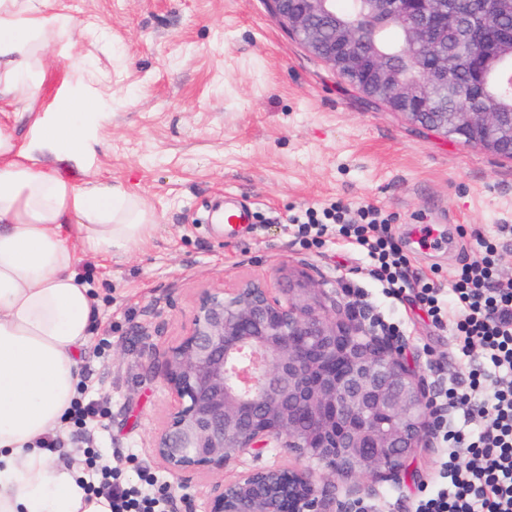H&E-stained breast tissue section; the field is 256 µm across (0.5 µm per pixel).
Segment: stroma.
Segmentation results:
<instances>
[{"instance_id": "stroma-1", "label": "stroma", "mask_w": 512, "mask_h": 512, "mask_svg": "<svg viewBox=\"0 0 512 512\" xmlns=\"http://www.w3.org/2000/svg\"><path fill=\"white\" fill-rule=\"evenodd\" d=\"M62 14L105 29L72 49L84 77L105 95L109 118L89 166L143 198L157 226L119 257L78 248V275L97 315L81 359L90 395L108 410L86 429L58 430L55 454L87 471L89 450L117 482L168 487L179 512H202L218 478L169 474L153 458L156 436L176 403L162 380L200 296L254 280L281 293L293 272L335 290L358 321H402L404 358L430 391L457 380L448 328L414 300L393 303L360 252L327 241L306 245L293 214L334 200L381 207L412 268L441 284L478 254L474 232L512 225V158L428 130L390 111L335 74L272 16L265 0H55ZM46 72L39 109L68 86L62 62ZM231 197L251 210L238 229L205 221L211 203ZM431 225L442 245L420 250L412 236ZM446 450L434 438L417 448L399 482L332 477L339 495L410 512L436 487Z\"/></svg>"}]
</instances>
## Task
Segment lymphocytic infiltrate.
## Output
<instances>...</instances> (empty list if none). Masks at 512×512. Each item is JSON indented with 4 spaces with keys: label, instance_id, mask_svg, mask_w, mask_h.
I'll return each mask as SVG.
<instances>
[{
    "label": "lymphocytic infiltrate",
    "instance_id": "f902f5d3",
    "mask_svg": "<svg viewBox=\"0 0 512 512\" xmlns=\"http://www.w3.org/2000/svg\"><path fill=\"white\" fill-rule=\"evenodd\" d=\"M388 221L376 207L353 211L338 200L322 211H306L299 223L315 239L332 229L367 252L389 297L416 289L432 322L452 327L456 336L461 377L440 388L434 405L437 412H460L479 425L470 429L440 421L448 448L446 483L415 500L412 512H512V277L498 269V250L512 239V225H499L496 237H478V258L440 287L426 277L408 280L410 260L387 232ZM89 489L105 496L112 512H166L163 497L114 483L107 467Z\"/></svg>",
    "mask_w": 512,
    "mask_h": 512
}]
</instances>
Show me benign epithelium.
<instances>
[{
    "label": "benign epithelium",
    "mask_w": 512,
    "mask_h": 512,
    "mask_svg": "<svg viewBox=\"0 0 512 512\" xmlns=\"http://www.w3.org/2000/svg\"><path fill=\"white\" fill-rule=\"evenodd\" d=\"M289 35L341 77L364 74L369 98L388 87L387 107L425 128L512 158V113L483 90L456 112H430L448 87V46L417 58L407 78L384 62L376 44L360 45L359 29L336 24L330 0H266ZM372 28L403 23L407 47L435 45L454 34L483 52L480 32L453 0H366ZM493 52L512 53V25L500 26ZM285 299L247 280L230 293L217 288L198 301L162 379L177 401L155 438L153 455L168 471L216 475L256 450L278 448L312 457L342 477L396 480L415 449L436 432L424 378L387 333L336 314V301L303 274ZM358 512L362 499L336 497L333 481L316 484L307 468L266 466L220 481L204 512Z\"/></svg>",
    "instance_id": "1"
}]
</instances>
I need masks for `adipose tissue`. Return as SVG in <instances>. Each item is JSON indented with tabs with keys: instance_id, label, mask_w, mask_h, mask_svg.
Returning <instances> with one entry per match:
<instances>
[{
	"instance_id": "adipose-tissue-1",
	"label": "adipose tissue",
	"mask_w": 512,
	"mask_h": 512,
	"mask_svg": "<svg viewBox=\"0 0 512 512\" xmlns=\"http://www.w3.org/2000/svg\"><path fill=\"white\" fill-rule=\"evenodd\" d=\"M52 7L0 0V101L37 100L55 45L87 34ZM104 119L89 90L34 119L37 153L0 129V512H112L76 469L39 446L66 421L96 315L71 233L113 257L155 230L152 213L121 185L92 172L76 184L60 172L83 159Z\"/></svg>"
}]
</instances>
